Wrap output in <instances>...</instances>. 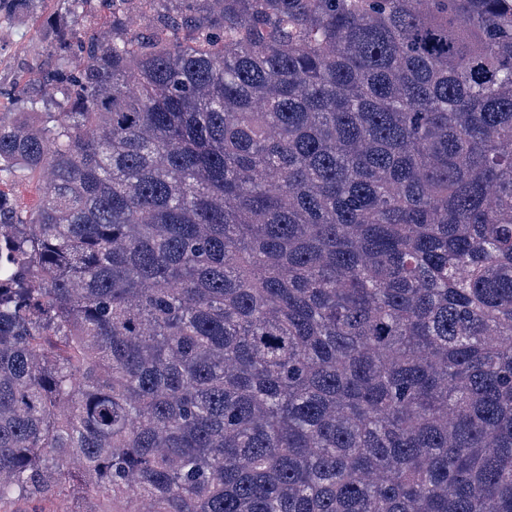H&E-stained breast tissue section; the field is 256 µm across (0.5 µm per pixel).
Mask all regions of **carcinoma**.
I'll list each match as a JSON object with an SVG mask.
<instances>
[{"label":"carcinoma","mask_w":512,"mask_h":512,"mask_svg":"<svg viewBox=\"0 0 512 512\" xmlns=\"http://www.w3.org/2000/svg\"><path fill=\"white\" fill-rule=\"evenodd\" d=\"M103 4L0 119V512H512V0ZM11 188L23 207H32L36 205L41 197L42 189L36 182H31L26 178H16Z\"/></svg>","instance_id":"1"}]
</instances>
